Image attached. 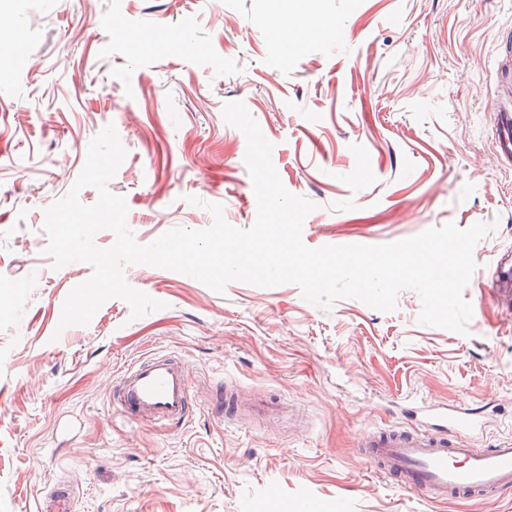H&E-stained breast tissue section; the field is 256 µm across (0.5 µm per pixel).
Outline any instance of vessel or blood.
Wrapping results in <instances>:
<instances>
[{"label":"vessel or blood","instance_id":"obj_1","mask_svg":"<svg viewBox=\"0 0 512 512\" xmlns=\"http://www.w3.org/2000/svg\"><path fill=\"white\" fill-rule=\"evenodd\" d=\"M500 156L512 162V106L495 116ZM123 412L141 422L183 426L191 417L192 392L185 366L171 355H151L127 369L119 385ZM473 423L469 409L449 414V434L370 432L361 438L368 463L434 500L495 494L512 489V439L478 450L456 440ZM75 494L62 482L46 491L37 512H73Z\"/></svg>","mask_w":512,"mask_h":512}]
</instances>
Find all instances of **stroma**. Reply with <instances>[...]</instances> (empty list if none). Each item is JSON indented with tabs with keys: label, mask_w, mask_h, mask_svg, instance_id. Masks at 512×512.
<instances>
[{
	"label": "stroma",
	"mask_w": 512,
	"mask_h": 512,
	"mask_svg": "<svg viewBox=\"0 0 512 512\" xmlns=\"http://www.w3.org/2000/svg\"><path fill=\"white\" fill-rule=\"evenodd\" d=\"M0 512H36L56 480L75 512H512V493L432 500L367 464L364 433L431 429L474 409L471 448L512 437V164L494 113L512 0H0ZM319 30L270 52L280 25ZM244 102L286 188L316 203L304 243L379 245L451 222L494 224L473 251L468 334L424 326L419 295L393 312L330 309L293 284L126 267L163 309L107 300L59 329L92 269H54L46 209L114 125L127 157L110 188L149 244L174 227L253 225L246 139L222 117ZM199 197L201 206L187 203ZM152 354L180 357L195 411L180 428L118 409ZM284 404L279 414L266 402Z\"/></svg>",
	"instance_id": "stroma-1"
}]
</instances>
